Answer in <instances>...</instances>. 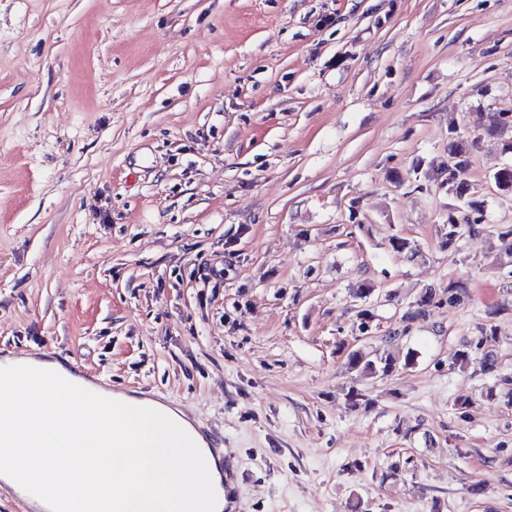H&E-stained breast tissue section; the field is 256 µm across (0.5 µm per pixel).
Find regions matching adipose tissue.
Returning <instances> with one entry per match:
<instances>
[{
    "label": "adipose tissue",
    "instance_id": "ef3b65f1",
    "mask_svg": "<svg viewBox=\"0 0 512 512\" xmlns=\"http://www.w3.org/2000/svg\"><path fill=\"white\" fill-rule=\"evenodd\" d=\"M40 368L49 376L66 377L69 392L47 393L23 386L0 395V487L26 495L31 507H43L41 490L64 491L79 496L82 474L60 471L58 458L73 455L92 466V478L100 490L96 512H112V493L120 491L125 512H192L191 498L179 494L184 485L202 486L218 481L215 465L203 469L170 467L161 453L164 444L178 443L191 427L182 415L168 411L164 421L147 416L148 400L135 396L113 399L100 385L78 381L59 361L43 360ZM78 406L86 419L82 434L69 448L49 444L17 447L15 436L62 431L63 417Z\"/></svg>",
    "mask_w": 512,
    "mask_h": 512
}]
</instances>
